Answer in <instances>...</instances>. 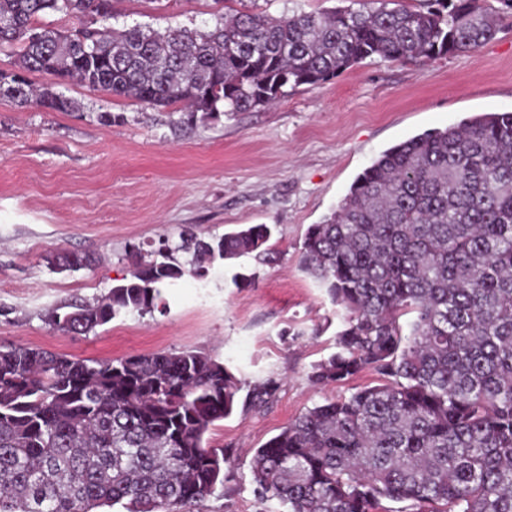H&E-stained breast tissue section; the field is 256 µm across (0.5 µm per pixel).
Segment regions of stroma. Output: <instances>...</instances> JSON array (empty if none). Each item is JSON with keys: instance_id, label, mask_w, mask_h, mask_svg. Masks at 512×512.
Wrapping results in <instances>:
<instances>
[{"instance_id": "obj_1", "label": "stroma", "mask_w": 512, "mask_h": 512, "mask_svg": "<svg viewBox=\"0 0 512 512\" xmlns=\"http://www.w3.org/2000/svg\"><path fill=\"white\" fill-rule=\"evenodd\" d=\"M114 27L206 29L212 0H114ZM71 112L20 108L0 98V345L76 358L202 351L246 383L279 384L268 407L216 422L206 439L231 454L224 493L189 512H285L255 493L256 448L327 399L376 380L365 372L321 388L310 372L335 350L340 311L300 257L309 225L338 206L385 150L485 112H512V23L464 55L417 63L366 60L276 104L187 128L174 108L67 85ZM103 112L115 114L100 121ZM270 227L276 262L215 264L163 289L153 312L117 315L65 334L46 316L95 303L129 277L131 253L151 257L184 227L220 237ZM76 251L93 265L54 271L49 255ZM243 282H235V275Z\"/></svg>"}]
</instances>
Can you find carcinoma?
<instances>
[{
  "label": "carcinoma",
  "instance_id": "carcinoma-1",
  "mask_svg": "<svg viewBox=\"0 0 512 512\" xmlns=\"http://www.w3.org/2000/svg\"><path fill=\"white\" fill-rule=\"evenodd\" d=\"M324 12H216L198 30H117L112 0H0V51L51 78L9 87L21 107L69 112L71 82L154 106L192 125L279 101L368 59L420 62L491 41L512 0H360ZM62 13L82 26L59 29ZM265 224L217 240L187 229L138 260L95 304L53 309L62 333L123 311L152 312L161 290L217 260H275ZM59 270L91 265L58 253ZM302 270L343 310L315 385L370 370L374 385L306 409L256 449L252 482L288 512H512V112L472 116L384 151L341 203L308 227ZM247 390L244 401L239 393ZM200 351L113 360L0 346V512H181L224 490L226 451L205 435L237 409L276 398Z\"/></svg>",
  "mask_w": 512,
  "mask_h": 512
}]
</instances>
